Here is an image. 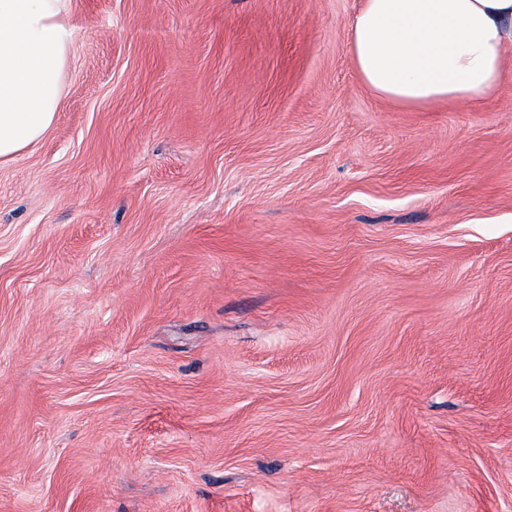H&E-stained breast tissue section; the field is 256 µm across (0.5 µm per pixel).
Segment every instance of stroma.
<instances>
[{
    "label": "stroma",
    "instance_id": "obj_1",
    "mask_svg": "<svg viewBox=\"0 0 512 512\" xmlns=\"http://www.w3.org/2000/svg\"><path fill=\"white\" fill-rule=\"evenodd\" d=\"M360 0H72L0 164V512H512V66L402 107Z\"/></svg>",
    "mask_w": 512,
    "mask_h": 512
}]
</instances>
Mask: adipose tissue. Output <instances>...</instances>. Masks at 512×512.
<instances>
[{"label": "adipose tissue", "mask_w": 512, "mask_h": 512, "mask_svg": "<svg viewBox=\"0 0 512 512\" xmlns=\"http://www.w3.org/2000/svg\"><path fill=\"white\" fill-rule=\"evenodd\" d=\"M71 0H0V162L51 128L76 27ZM512 0H362L349 23L355 70L406 106L478 107L502 87Z\"/></svg>", "instance_id": "adipose-tissue-1"}]
</instances>
